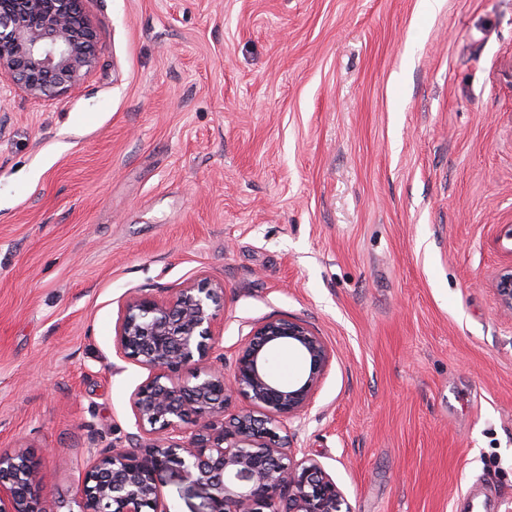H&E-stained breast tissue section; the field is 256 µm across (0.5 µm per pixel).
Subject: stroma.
<instances>
[{"mask_svg":"<svg viewBox=\"0 0 512 512\" xmlns=\"http://www.w3.org/2000/svg\"><path fill=\"white\" fill-rule=\"evenodd\" d=\"M87 74L0 79V454L71 500L148 443L129 293L224 287L232 364L297 318L330 365L280 430L351 512H512V0H83Z\"/></svg>","mask_w":512,"mask_h":512,"instance_id":"35a3bbf8","label":"stroma"}]
</instances>
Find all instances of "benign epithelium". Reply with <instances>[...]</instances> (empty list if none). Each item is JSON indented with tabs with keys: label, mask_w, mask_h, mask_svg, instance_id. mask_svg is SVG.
Segmentation results:
<instances>
[{
	"label": "benign epithelium",
	"mask_w": 512,
	"mask_h": 512,
	"mask_svg": "<svg viewBox=\"0 0 512 512\" xmlns=\"http://www.w3.org/2000/svg\"><path fill=\"white\" fill-rule=\"evenodd\" d=\"M82 0H0V76L31 96L66 92L91 67L96 34ZM512 311V266L496 279ZM224 286L201 279L157 297L129 293L115 336L117 354L149 371L132 396L138 427L155 435L136 448L90 450L84 482L67 512H172L158 477L175 472L206 491L203 512H350L333 478L314 460H296L284 423L300 417L331 360L303 320L271 317L251 328L224 373L214 355ZM286 343L306 369L283 383L271 353ZM240 397L246 408L228 416ZM24 453L0 455V512H61Z\"/></svg>",
	"instance_id": "benign-epithelium-1"
}]
</instances>
